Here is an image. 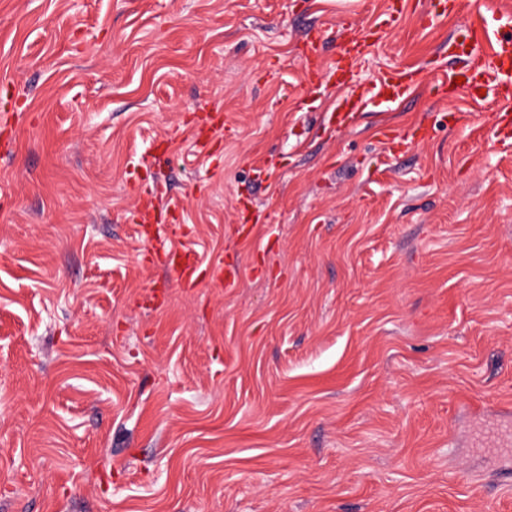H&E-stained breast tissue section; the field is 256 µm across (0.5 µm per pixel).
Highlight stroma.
Wrapping results in <instances>:
<instances>
[{
    "label": "stroma",
    "instance_id": "stroma-1",
    "mask_svg": "<svg viewBox=\"0 0 512 512\" xmlns=\"http://www.w3.org/2000/svg\"><path fill=\"white\" fill-rule=\"evenodd\" d=\"M382 4L0 0V512H512L485 415L512 405V152L470 134L496 111L460 91L449 122L424 85L338 131L301 84L309 30L335 57ZM510 16L406 8L356 78L461 67L460 27ZM168 256L174 259L179 257L182 260L178 264H175L174 260L171 261V266L177 275V282L181 285L193 284L197 279L198 265L196 261H191L189 258L184 259L186 254H183L181 250H174Z\"/></svg>",
    "mask_w": 512,
    "mask_h": 512
}]
</instances>
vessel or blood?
I'll use <instances>...</instances> for the list:
<instances>
[{
    "label": "vessel or blood",
    "instance_id": "b4317fda",
    "mask_svg": "<svg viewBox=\"0 0 512 512\" xmlns=\"http://www.w3.org/2000/svg\"><path fill=\"white\" fill-rule=\"evenodd\" d=\"M464 0H419L417 14L430 25L448 15L464 12ZM405 12L404 0H385L382 10L372 22L371 36L359 31L355 18L343 15L336 25L343 34L335 59H327L321 38H308L300 57L304 85L314 89L333 86L338 96L329 111L331 125L346 127L353 113L371 106L394 104L411 95L421 85L445 90L454 82H461L472 104L493 102L500 121L494 127L492 137L502 150L512 149V35H504L488 41L483 20L471 22L467 28L466 49L469 62L458 69L441 64L395 68L380 74L360 95L349 92L350 77L358 62L381 41L388 30L397 26Z\"/></svg>",
    "mask_w": 512,
    "mask_h": 512
}]
</instances>
